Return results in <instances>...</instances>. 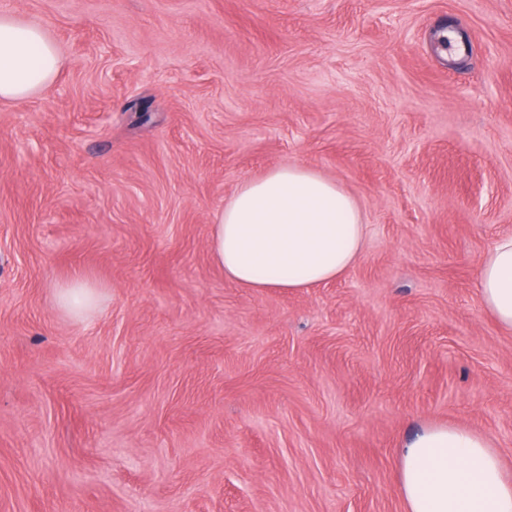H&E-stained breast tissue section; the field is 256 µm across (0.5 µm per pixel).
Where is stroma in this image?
Returning a JSON list of instances; mask_svg holds the SVG:
<instances>
[{
	"instance_id": "stroma-1",
	"label": "stroma",
	"mask_w": 512,
	"mask_h": 512,
	"mask_svg": "<svg viewBox=\"0 0 512 512\" xmlns=\"http://www.w3.org/2000/svg\"><path fill=\"white\" fill-rule=\"evenodd\" d=\"M0 13L64 59L0 103V512H404L399 452L441 422L512 470V333L477 289L512 235V0ZM288 165L360 202L364 253L255 293L210 224ZM61 302L68 309H79L90 303L91 292L83 278L76 276L60 291Z\"/></svg>"
}]
</instances>
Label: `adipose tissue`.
Returning <instances> with one entry per match:
<instances>
[{
	"label": "adipose tissue",
	"mask_w": 512,
	"mask_h": 512,
	"mask_svg": "<svg viewBox=\"0 0 512 512\" xmlns=\"http://www.w3.org/2000/svg\"><path fill=\"white\" fill-rule=\"evenodd\" d=\"M62 63L43 26L0 13V102L48 88ZM360 204L335 180L304 166L243 181L214 216L210 255L225 278L256 293L302 291L342 277L360 258ZM482 307L512 332V235L498 238L479 274ZM405 512H512V472L483 434L431 424L401 450Z\"/></svg>",
	"instance_id": "obj_1"
}]
</instances>
